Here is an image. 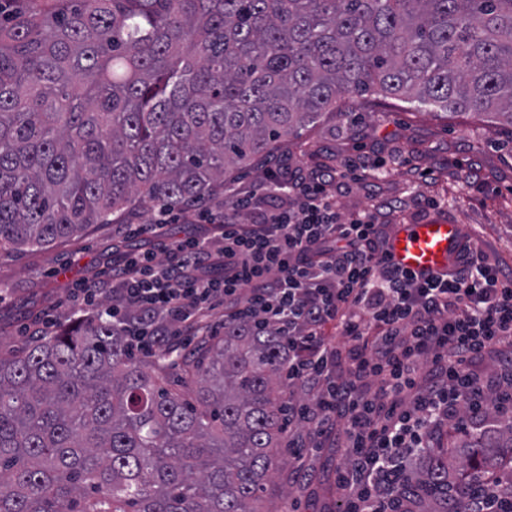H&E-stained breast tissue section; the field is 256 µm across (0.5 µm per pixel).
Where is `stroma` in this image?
Here are the masks:
<instances>
[{"label":"stroma","instance_id":"35a3bbf8","mask_svg":"<svg viewBox=\"0 0 512 512\" xmlns=\"http://www.w3.org/2000/svg\"><path fill=\"white\" fill-rule=\"evenodd\" d=\"M341 117L325 116L301 134L280 143L274 156L239 173L212 197L223 207L231 192L255 188L268 173L281 179L335 170L348 160L375 162V176L336 190L342 217L368 212L380 224L415 220L416 201L435 199L431 214L461 224L466 234L512 271V131L467 114L445 119L396 99L378 107L367 98L346 105ZM129 242L112 224H94L83 233L41 249L0 252V346L22 350L36 338V318L57 310L61 322L78 314L67 297L73 281L111 267ZM67 277H59V270ZM332 448L321 449L299 486L273 492L264 512H339Z\"/></svg>","mask_w":512,"mask_h":512}]
</instances>
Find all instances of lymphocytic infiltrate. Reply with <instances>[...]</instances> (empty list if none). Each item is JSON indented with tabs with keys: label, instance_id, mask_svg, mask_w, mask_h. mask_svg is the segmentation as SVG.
Returning <instances> with one entry per match:
<instances>
[{
	"label": "lymphocytic infiltrate",
	"instance_id": "1",
	"mask_svg": "<svg viewBox=\"0 0 512 512\" xmlns=\"http://www.w3.org/2000/svg\"><path fill=\"white\" fill-rule=\"evenodd\" d=\"M367 170L344 162L293 201L267 179L207 216L217 229L209 238L172 239L169 212H158L144 227L150 247L80 293L87 313L108 315L146 352L216 335L210 314L219 305L225 319L277 327L288 338V384L306 395L288 404L300 427L289 447L314 453L335 438L343 512H409L400 479L442 424L484 425L491 398L497 411L512 410V274L469 239L444 277L389 264L383 226L369 215L343 219L329 192ZM257 198L270 208L239 223L237 211ZM331 327L343 345L328 339ZM485 355L503 363L496 380L473 368Z\"/></svg>",
	"mask_w": 512,
	"mask_h": 512
}]
</instances>
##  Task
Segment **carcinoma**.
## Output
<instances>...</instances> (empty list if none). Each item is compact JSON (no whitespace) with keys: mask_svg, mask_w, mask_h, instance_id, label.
Here are the masks:
<instances>
[{"mask_svg":"<svg viewBox=\"0 0 512 512\" xmlns=\"http://www.w3.org/2000/svg\"><path fill=\"white\" fill-rule=\"evenodd\" d=\"M35 2L0 21V250L204 202L369 92L512 128V0ZM286 346L226 322L167 367L85 315L0 351V512H257L287 427ZM465 436V476L437 448L414 512H462L512 453V417Z\"/></svg>","mask_w":512,"mask_h":512,"instance_id":"carcinoma-1","label":"carcinoma"}]
</instances>
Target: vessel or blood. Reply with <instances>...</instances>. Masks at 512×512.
I'll list each match as a JSON object with an SVG mask.
<instances>
[{
	"instance_id": "obj_1",
	"label": "vessel or blood",
	"mask_w": 512,
	"mask_h": 512,
	"mask_svg": "<svg viewBox=\"0 0 512 512\" xmlns=\"http://www.w3.org/2000/svg\"><path fill=\"white\" fill-rule=\"evenodd\" d=\"M463 239L461 225L440 218L399 224L387 246L389 263L428 279L448 271V258Z\"/></svg>"
}]
</instances>
